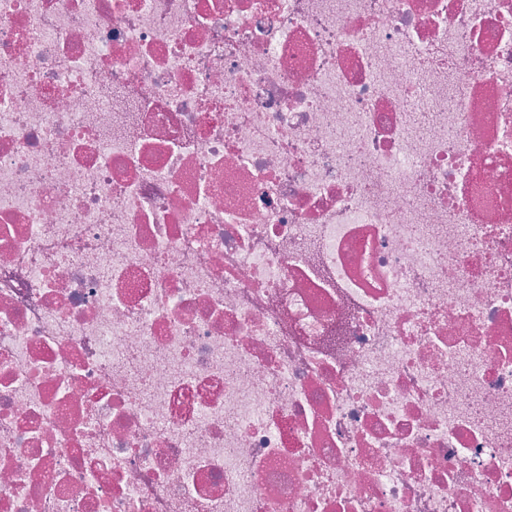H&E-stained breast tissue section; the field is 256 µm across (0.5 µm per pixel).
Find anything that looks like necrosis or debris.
<instances>
[{"label": "necrosis or debris", "mask_w": 512, "mask_h": 512, "mask_svg": "<svg viewBox=\"0 0 512 512\" xmlns=\"http://www.w3.org/2000/svg\"><path fill=\"white\" fill-rule=\"evenodd\" d=\"M0 512H512V0H0Z\"/></svg>", "instance_id": "necrosis-or-debris-1"}]
</instances>
